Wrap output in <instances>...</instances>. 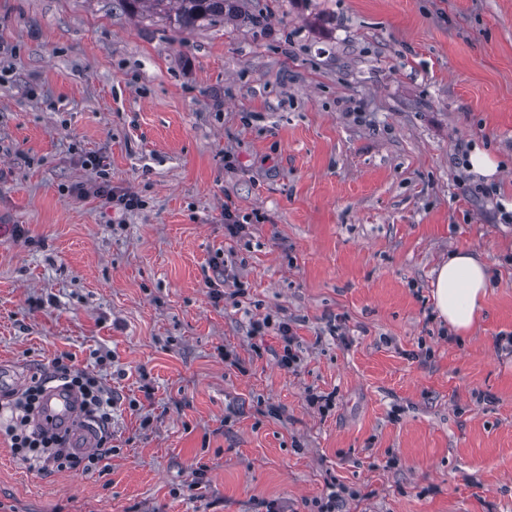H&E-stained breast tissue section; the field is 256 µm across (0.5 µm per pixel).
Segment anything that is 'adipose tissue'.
<instances>
[{"mask_svg":"<svg viewBox=\"0 0 512 512\" xmlns=\"http://www.w3.org/2000/svg\"><path fill=\"white\" fill-rule=\"evenodd\" d=\"M488 265L466 249L449 252L447 261L435 270L432 297L439 316L453 333H469L478 319L491 286Z\"/></svg>","mask_w":512,"mask_h":512,"instance_id":"obj_1","label":"adipose tissue"}]
</instances>
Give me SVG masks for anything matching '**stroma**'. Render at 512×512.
Returning a JSON list of instances; mask_svg holds the SVG:
<instances>
[{
  "label": "stroma",
  "mask_w": 512,
  "mask_h": 512,
  "mask_svg": "<svg viewBox=\"0 0 512 512\" xmlns=\"http://www.w3.org/2000/svg\"><path fill=\"white\" fill-rule=\"evenodd\" d=\"M91 157L142 209L75 194ZM492 183L511 204L512 0H238L183 32L0 0V401L65 354L116 397L102 472L29 467L0 432V512H316L333 483L343 512H512ZM457 248L495 282L463 338L431 295ZM219 252L241 307L210 298ZM267 314L294 321L296 370L251 339Z\"/></svg>",
  "instance_id": "obj_1"
}]
</instances>
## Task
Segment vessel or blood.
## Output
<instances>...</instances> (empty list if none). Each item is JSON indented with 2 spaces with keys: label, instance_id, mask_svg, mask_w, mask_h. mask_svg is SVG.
Returning <instances> with one entry per match:
<instances>
[{
  "label": "vessel or blood",
  "instance_id": "obj_1",
  "mask_svg": "<svg viewBox=\"0 0 512 512\" xmlns=\"http://www.w3.org/2000/svg\"><path fill=\"white\" fill-rule=\"evenodd\" d=\"M37 423L43 427L60 425L68 428L75 451L83 453L96 447L97 439L83 420L77 395L63 387L52 388L46 393Z\"/></svg>",
  "mask_w": 512,
  "mask_h": 512
}]
</instances>
